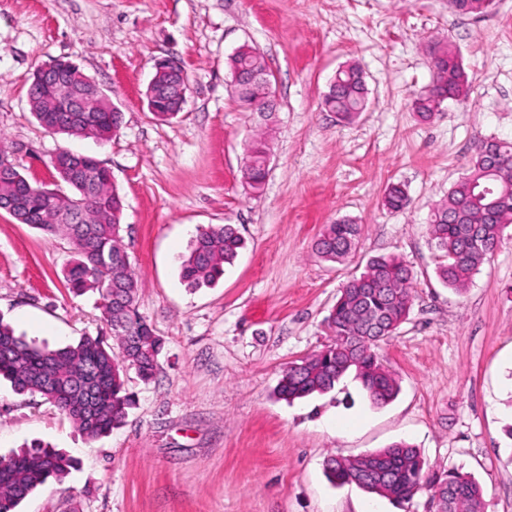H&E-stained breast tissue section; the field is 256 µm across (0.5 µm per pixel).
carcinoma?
I'll use <instances>...</instances> for the list:
<instances>
[{"label":"carcinoma","instance_id":"carcinoma-1","mask_svg":"<svg viewBox=\"0 0 512 512\" xmlns=\"http://www.w3.org/2000/svg\"><path fill=\"white\" fill-rule=\"evenodd\" d=\"M494 0H448L459 15L491 11ZM432 78L413 102L426 120L447 100L467 98L471 81L459 55L448 43L431 46ZM228 69L266 68L261 53L243 45L227 61ZM336 85L324 94L322 106L343 120L357 117L367 106V88L360 68L347 65L336 72ZM48 132L68 137L112 139L110 112H36ZM250 188L258 193L267 169L264 142L246 148ZM493 155L512 171V140L483 139L475 145L471 164L436 204L429 216L431 240L439 253L438 276L456 290L463 289L479 267L504 240L512 224V178L493 197H477L476 184L487 181L486 155ZM54 170L60 183L33 185L16 163L5 171L12 198L0 199V209L17 223L39 229L47 239L67 237L74 257L64 270L67 288L74 294L96 291L102 298L103 317L112 329L113 344L84 336L78 343L50 349L25 340L0 316V379L14 391L38 394L65 413L91 439L106 436L122 425L130 406L124 374L133 369L144 382L155 375L163 342L136 308L139 278L122 243L123 209L112 206L116 189L108 168L60 158ZM407 197L397 184L387 187L384 205L399 210ZM362 225L341 217L325 226L315 243L316 254L341 261L355 251ZM244 241L231 224L210 225L199 231L181 262V277L188 286L211 285L233 264ZM412 269L392 256L369 260L365 271L347 281L329 316L335 336L326 349L283 371L277 393L293 401L335 389L355 369L367 396L376 405L391 402L399 392L396 379L378 354L380 343L394 336L408 319L414 301ZM76 466L66 452L34 442L0 457V512H17L18 505L49 481H63ZM325 471L331 482L363 483L369 493L399 504L410 500L422 486L433 489L440 512H483V493L471 477L448 471L425 475L424 462L411 445L400 442L377 451L372 459L330 458Z\"/></svg>","mask_w":512,"mask_h":512}]
</instances>
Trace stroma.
Wrapping results in <instances>:
<instances>
[{
    "mask_svg": "<svg viewBox=\"0 0 512 512\" xmlns=\"http://www.w3.org/2000/svg\"><path fill=\"white\" fill-rule=\"evenodd\" d=\"M443 38L471 94L422 121L412 103L431 81L425 45ZM244 44L276 77L257 195L240 159L260 117L232 95L227 67ZM171 54L191 90L159 120L144 93L154 60ZM52 58L77 64L119 107L116 137L39 126L27 90ZM349 62L369 96L347 122L321 101ZM0 135L40 184L55 182L50 159L62 149L111 168L138 311L164 341L150 382L127 374L124 423L96 440L40 395L0 382V456L37 441L79 462L18 512H430L429 489L399 505L325 476L328 458L403 440L428 470L474 478L484 512H512V226L459 292L438 277L427 224L474 141L512 140V0L481 17L453 13L448 0H0ZM392 183L408 193L404 210L383 204ZM342 216L362 224L361 241L345 262L324 261L314 242ZM212 224L234 225L245 245L218 283L193 289L180 262ZM380 255L403 259L416 279L407 322L377 350L397 398L372 405L352 372L331 392L280 398L283 371L333 343L327 318L342 284ZM71 259L67 239L0 211V315L17 334L51 347L111 340L98 293L65 286Z\"/></svg>",
    "mask_w": 512,
    "mask_h": 512,
    "instance_id": "obj_1",
    "label": "stroma"
}]
</instances>
